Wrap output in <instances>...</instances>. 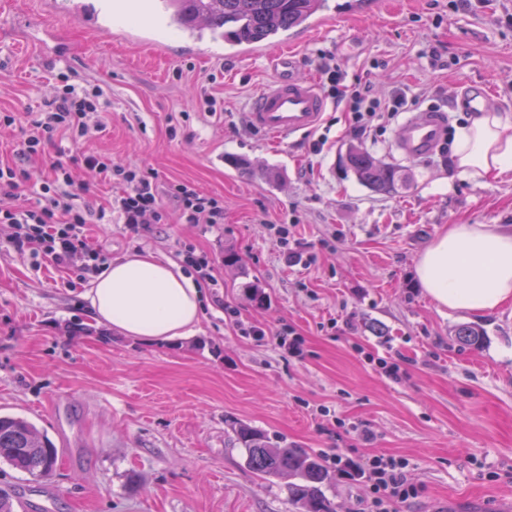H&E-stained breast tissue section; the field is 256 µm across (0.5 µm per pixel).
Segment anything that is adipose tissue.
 <instances>
[{"label":"adipose tissue","instance_id":"obj_1","mask_svg":"<svg viewBox=\"0 0 512 512\" xmlns=\"http://www.w3.org/2000/svg\"><path fill=\"white\" fill-rule=\"evenodd\" d=\"M453 165L475 183L512 170V118L476 112L456 136ZM419 285L441 309L474 314L512 300V232L487 224H452L419 255ZM91 318L144 342L195 332L200 292L181 268L145 251L116 259L83 295Z\"/></svg>","mask_w":512,"mask_h":512}]
</instances>
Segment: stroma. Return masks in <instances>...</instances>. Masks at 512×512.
I'll return each mask as SVG.
<instances>
[{"mask_svg":"<svg viewBox=\"0 0 512 512\" xmlns=\"http://www.w3.org/2000/svg\"><path fill=\"white\" fill-rule=\"evenodd\" d=\"M375 2L367 16L311 29L297 46L301 74L318 76L320 53L332 54L346 83L370 85L375 97L407 87L420 108L449 109L451 136L469 114L463 79L492 86L494 109L512 113V0H471L456 13L450 0ZM44 28L66 56L44 57L31 36ZM434 46L440 70L425 56ZM65 66L102 91L105 128L50 146L31 186L85 151L156 174L163 188L194 184L223 200V223H184L171 202L168 223L134 233L108 211L89 225V245L111 260L148 250L173 261L189 241L213 260L221 287L203 289L194 336L146 344L96 324L87 283L16 251L0 223V413L28 418L58 449L46 479L0 463V494L15 512H299L286 480L248 470L235 422L317 455L405 459L423 492L398 512H512V301L487 315L442 310L415 278L418 256L448 225L512 230V173L480 185L450 155L404 158L393 149L400 118L362 140L333 102L314 131L270 140L245 118L272 77L267 61L188 55L174 40L137 49L46 15L43 0H0V110L36 106ZM204 93L222 110H201ZM352 145L403 166L408 187L360 184L346 162ZM236 160L251 171H233ZM270 224L292 225L305 263H285ZM228 251L238 266H225ZM254 285L263 301L252 300ZM226 302L243 321L293 325L308 356L238 335ZM460 324L480 326L484 342L458 345ZM396 352L407 359L398 382L366 360ZM354 422L374 432L372 443L347 433Z\"/></svg>","mask_w":512,"mask_h":512,"instance_id":"1","label":"stroma"}]
</instances>
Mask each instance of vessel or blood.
Segmentation results:
<instances>
[{
	"label": "vessel or blood",
	"mask_w": 512,
	"mask_h": 512,
	"mask_svg": "<svg viewBox=\"0 0 512 512\" xmlns=\"http://www.w3.org/2000/svg\"><path fill=\"white\" fill-rule=\"evenodd\" d=\"M149 8L156 21L152 24L116 28L112 25V0H48L49 15H63L76 26L110 33L114 40L134 43L145 48L161 49L165 43L161 30L178 31L190 49L220 42L219 31L200 22L185 21L168 0H150ZM305 27L283 31L256 46H234L226 57L235 60L265 59L274 72L273 79L254 97L246 114L249 125L274 139L302 135L316 129L327 110V101L314 79L298 74L299 60L295 48ZM448 116L441 110L426 109L409 114L402 121L395 138V148L405 157L420 159L439 144Z\"/></svg>",
	"instance_id": "b4317fda"
}]
</instances>
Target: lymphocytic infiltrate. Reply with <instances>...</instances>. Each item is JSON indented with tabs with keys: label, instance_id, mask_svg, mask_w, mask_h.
Segmentation results:
<instances>
[{
	"label": "lymphocytic infiltrate",
	"instance_id": "lymphocytic-infiltrate-1",
	"mask_svg": "<svg viewBox=\"0 0 512 512\" xmlns=\"http://www.w3.org/2000/svg\"><path fill=\"white\" fill-rule=\"evenodd\" d=\"M321 70L330 83L331 97L351 112L352 131L358 138L368 135L382 113L397 114L410 103L404 89H394L388 100L380 101L372 97L369 86L345 85L331 62H323ZM56 79L58 84L53 94L29 111L27 120H20L11 112L0 114V129L19 133L13 159L0 161V202L4 199L9 202L8 207L0 205V223L12 225L10 243L16 250L43 253L57 266L79 267L84 276L98 273L105 265V256L87 243L88 212L79 204V195L73 189L71 168L75 165L102 180L123 186L117 204L129 230L136 232L151 224L168 223L169 213L163 203L167 196L177 202L179 217L185 223L207 226L223 223L222 200L200 194L188 182L170 184L167 195H160L154 176L114 166L111 158L101 153L79 155L68 166L54 164L51 177L42 182L36 196L24 197L23 189L31 179V164L42 158L56 139L78 143L92 131L104 128L99 118L104 109L100 89L73 84L66 71L58 72ZM224 317L240 335L257 341L270 335L263 327L240 320L238 311L232 307H225ZM270 336L289 357L304 359L305 341L292 326H282ZM329 460L341 477L369 484L372 496L366 512H396L398 504L417 499L420 494L406 478L405 462L395 456L378 453L354 460L336 453Z\"/></svg>",
	"mask_w": 512,
	"mask_h": 512
}]
</instances>
